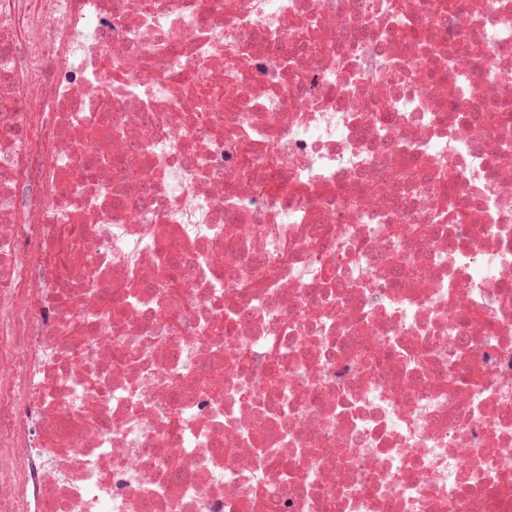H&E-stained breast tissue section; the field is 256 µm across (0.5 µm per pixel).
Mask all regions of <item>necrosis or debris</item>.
I'll list each match as a JSON object with an SVG mask.
<instances>
[{
	"mask_svg": "<svg viewBox=\"0 0 512 512\" xmlns=\"http://www.w3.org/2000/svg\"><path fill=\"white\" fill-rule=\"evenodd\" d=\"M416 4L0 0V512H512V0Z\"/></svg>",
	"mask_w": 512,
	"mask_h": 512,
	"instance_id": "necrosis-or-debris-1",
	"label": "necrosis or debris"
}]
</instances>
